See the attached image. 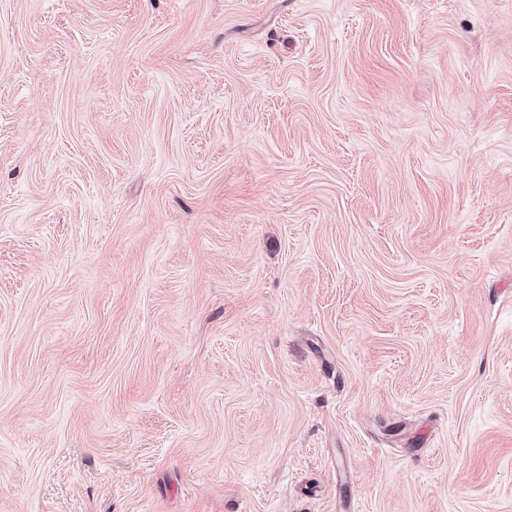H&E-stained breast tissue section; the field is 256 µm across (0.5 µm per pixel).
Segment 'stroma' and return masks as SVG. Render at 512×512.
<instances>
[{"label":"stroma","mask_w":512,"mask_h":512,"mask_svg":"<svg viewBox=\"0 0 512 512\" xmlns=\"http://www.w3.org/2000/svg\"><path fill=\"white\" fill-rule=\"evenodd\" d=\"M0 512H512V0H0Z\"/></svg>","instance_id":"obj_1"}]
</instances>
